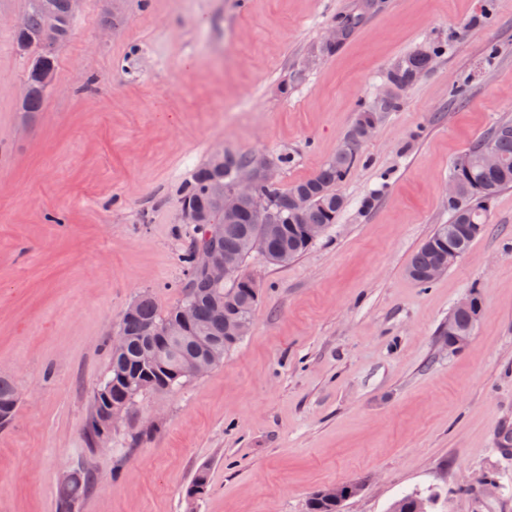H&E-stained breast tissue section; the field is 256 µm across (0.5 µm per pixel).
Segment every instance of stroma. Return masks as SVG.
<instances>
[{"label": "stroma", "instance_id": "1", "mask_svg": "<svg viewBox=\"0 0 512 512\" xmlns=\"http://www.w3.org/2000/svg\"><path fill=\"white\" fill-rule=\"evenodd\" d=\"M25 0H0V512H56L63 472L96 478L77 512H512V187L485 233L427 285L412 254L447 223L454 161L512 121V0H81L43 108L22 110ZM349 36L329 39L341 16ZM437 50L383 107L399 59ZM376 115L335 224L285 265L252 252L247 336L204 376L145 393L106 443L82 431L107 342L142 294L181 297L179 192L224 146L277 160L285 190ZM482 305L469 343L443 331ZM139 443H132L135 433ZM208 492L188 502L198 469ZM474 300L477 303V309H468L471 307L472 299L471 295L462 297L453 308L451 316L454 318L457 324V333L460 335L473 333L475 322L478 321L480 316L481 306L475 293H472ZM449 315V316H450ZM455 323L452 318H448V350H458L467 345L471 336H459L455 332ZM16 386L7 376H0V426L9 424L18 408ZM349 484L352 486H349ZM349 484L330 485L320 491L319 494L315 493L308 501V512H340L342 509L340 504H344L349 499L355 497L359 492V487L353 488V486H360L359 483L355 482ZM319 495L330 500H335L339 504L326 501ZM434 499L435 496L432 495V493L427 496L418 492L404 494L391 503L388 512H426V507L428 504H431Z\"/></svg>", "mask_w": 512, "mask_h": 512}]
</instances>
